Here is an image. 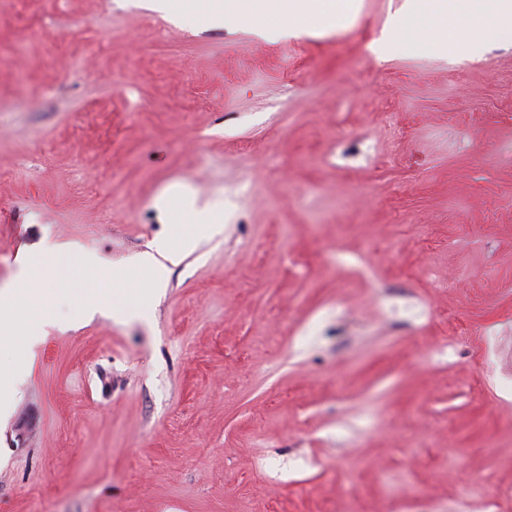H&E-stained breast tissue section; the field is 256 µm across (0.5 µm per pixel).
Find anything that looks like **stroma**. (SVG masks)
Listing matches in <instances>:
<instances>
[{
    "instance_id": "1",
    "label": "stroma",
    "mask_w": 512,
    "mask_h": 512,
    "mask_svg": "<svg viewBox=\"0 0 512 512\" xmlns=\"http://www.w3.org/2000/svg\"><path fill=\"white\" fill-rule=\"evenodd\" d=\"M154 0H0V292L66 272L0 421V512H512V45L403 53ZM193 194L220 232L169 229ZM170 235L161 280L138 256ZM200 12L190 18H183L189 24H201L210 22H219L224 17L223 0H199ZM78 266L80 274L97 283L96 296L92 297L85 305V313L93 314L106 305L112 297L114 284L103 273L98 265L96 257L91 254H77L69 244H51L46 249L29 257L21 276L8 290L9 295L27 302V313L22 322L11 323L3 321L0 317V334L8 335L20 330V326L29 322L28 330L34 323H45L49 312V294L38 296L31 294L30 285L34 280L44 282H56L64 270Z\"/></svg>"
}]
</instances>
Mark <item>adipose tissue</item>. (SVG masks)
Returning a JSON list of instances; mask_svg holds the SVG:
<instances>
[{
    "mask_svg": "<svg viewBox=\"0 0 512 512\" xmlns=\"http://www.w3.org/2000/svg\"><path fill=\"white\" fill-rule=\"evenodd\" d=\"M350 0H238L239 25L253 28L273 26L292 37L318 30H339L349 18ZM512 42V0H416L389 34L372 42L377 60L412 46H434L449 54L483 52L488 47ZM77 267L80 274L97 284L85 305L86 313L99 311L112 297V281L103 273L96 257L79 254L67 244H51L29 257L10 295L27 303L26 319L43 323L48 319V295H32L33 281H56L64 270Z\"/></svg>",
    "mask_w": 512,
    "mask_h": 512,
    "instance_id": "adipose-tissue-1",
    "label": "adipose tissue"
}]
</instances>
